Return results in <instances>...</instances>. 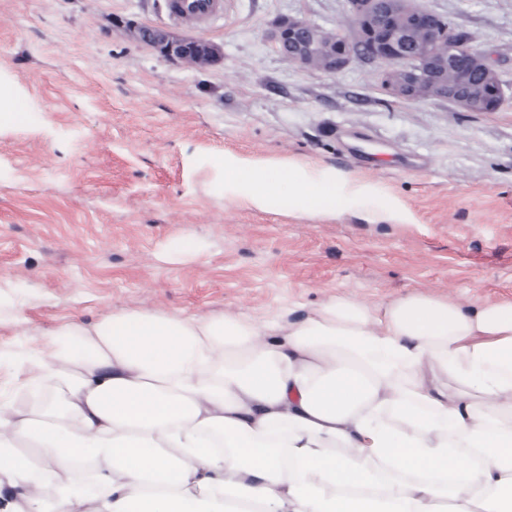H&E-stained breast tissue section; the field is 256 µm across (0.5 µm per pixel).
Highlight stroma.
Listing matches in <instances>:
<instances>
[{
	"mask_svg": "<svg viewBox=\"0 0 512 512\" xmlns=\"http://www.w3.org/2000/svg\"><path fill=\"white\" fill-rule=\"evenodd\" d=\"M467 33L507 96L494 112L387 96L373 65L284 60L283 17L349 27L348 0H224L201 25L166 0H0V84L27 120L0 126V357L115 309L288 322L341 295L512 303V0H421ZM219 44L172 64L118 21ZM293 159L378 183L414 216L370 224L225 205L205 156Z\"/></svg>",
	"mask_w": 512,
	"mask_h": 512,
	"instance_id": "1",
	"label": "stroma"
}]
</instances>
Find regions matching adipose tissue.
Wrapping results in <instances>:
<instances>
[{"label": "adipose tissue", "mask_w": 512, "mask_h": 512, "mask_svg": "<svg viewBox=\"0 0 512 512\" xmlns=\"http://www.w3.org/2000/svg\"><path fill=\"white\" fill-rule=\"evenodd\" d=\"M224 200L294 216L411 211L294 160H211ZM333 198L337 207H324ZM0 398L10 512H512V304L336 297L304 317L115 310L12 356Z\"/></svg>", "instance_id": "1"}]
</instances>
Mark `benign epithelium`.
Wrapping results in <instances>:
<instances>
[{
  "label": "benign epithelium",
  "mask_w": 512,
  "mask_h": 512,
  "mask_svg": "<svg viewBox=\"0 0 512 512\" xmlns=\"http://www.w3.org/2000/svg\"><path fill=\"white\" fill-rule=\"evenodd\" d=\"M353 34L328 32L302 18L275 24L274 39L288 62L338 73L357 59L378 64L375 76L396 99L451 102L465 112H492L503 98V83L468 35L419 0H349ZM134 41L182 65L193 54L201 68L223 63L222 48L200 37L177 35L160 27L119 21Z\"/></svg>",
  "instance_id": "benign-epithelium-1"
}]
</instances>
